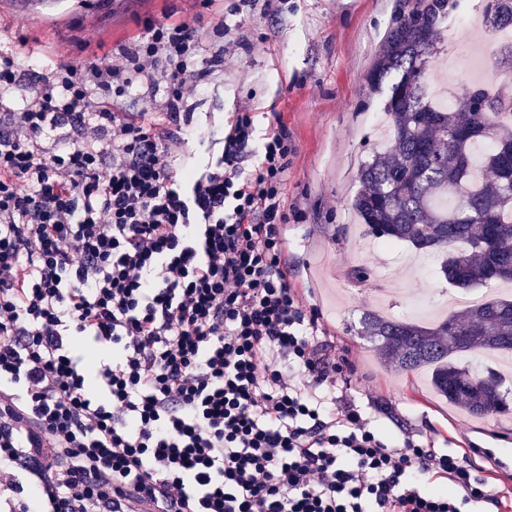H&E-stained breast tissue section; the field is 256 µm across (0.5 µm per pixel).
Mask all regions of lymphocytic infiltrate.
<instances>
[{"mask_svg":"<svg viewBox=\"0 0 512 512\" xmlns=\"http://www.w3.org/2000/svg\"><path fill=\"white\" fill-rule=\"evenodd\" d=\"M224 54L149 22L32 85L0 50V100L29 96L0 113V512H512L338 395L288 275L286 126L235 113L181 167Z\"/></svg>","mask_w":512,"mask_h":512,"instance_id":"lymphocytic-infiltrate-1","label":"lymphocytic infiltrate"}]
</instances>
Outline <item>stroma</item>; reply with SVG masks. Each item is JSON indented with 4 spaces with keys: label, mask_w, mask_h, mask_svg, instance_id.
<instances>
[{
    "label": "stroma",
    "mask_w": 512,
    "mask_h": 512,
    "mask_svg": "<svg viewBox=\"0 0 512 512\" xmlns=\"http://www.w3.org/2000/svg\"><path fill=\"white\" fill-rule=\"evenodd\" d=\"M415 0H284L280 11L226 15L225 0H0V45L36 76L54 66L50 49L69 43L75 58H106L113 45L140 34L150 21H183L206 41L227 23L235 46L224 75L194 100L196 127L229 122L239 107L254 114L256 138L285 123L296 145L288 169V263L307 303L319 305L337 356L353 364L347 396L380 427L433 441L463 457L472 476L495 473L496 490L512 496V415L478 420L445 404L424 376L395 374L376 360L360 336L361 318L392 307L397 318L429 322L454 287L427 265L402 267L404 244L386 248L363 236L350 209L362 158L381 144L375 125L384 92L371 93L365 77L387 34ZM367 266L358 283L352 269Z\"/></svg>",
    "instance_id": "1"
}]
</instances>
